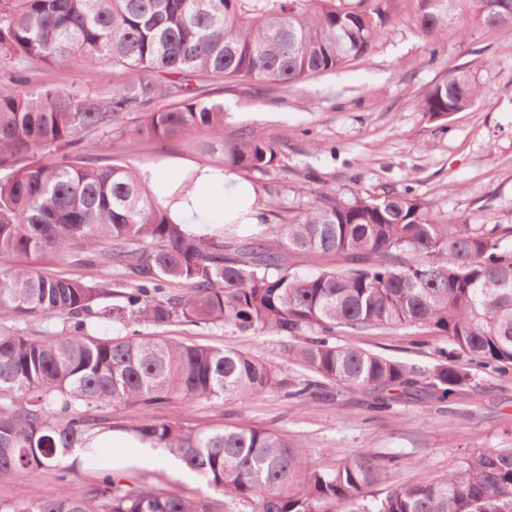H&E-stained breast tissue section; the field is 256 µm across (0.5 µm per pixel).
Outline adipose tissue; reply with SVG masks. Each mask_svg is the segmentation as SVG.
Returning <instances> with one entry per match:
<instances>
[{
    "mask_svg": "<svg viewBox=\"0 0 512 512\" xmlns=\"http://www.w3.org/2000/svg\"><path fill=\"white\" fill-rule=\"evenodd\" d=\"M141 177L168 207L172 220L187 232L202 234L207 227L231 220L245 224L256 221V190L233 170L219 172L195 164L184 166L172 177L160 168L148 167Z\"/></svg>",
    "mask_w": 512,
    "mask_h": 512,
    "instance_id": "ef3b65f1",
    "label": "adipose tissue"
}]
</instances>
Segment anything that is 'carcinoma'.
<instances>
[{"label":"carcinoma","mask_w":512,"mask_h":512,"mask_svg":"<svg viewBox=\"0 0 512 512\" xmlns=\"http://www.w3.org/2000/svg\"><path fill=\"white\" fill-rule=\"evenodd\" d=\"M403 0H0V80L26 83L44 68L110 64L129 73L112 89L56 86L0 93V256L75 252L115 273L94 283L27 267L0 270V324L68 319L52 336L0 329V480L65 479L60 460L114 429L159 448L201 476L213 494L188 497L140 477L105 473L85 494L48 491L0 503V512H512V448H482L444 475L378 489L365 452L333 470L269 431L191 429L157 422L173 398L241 400L281 390L313 397L329 384L358 389L384 412L393 391L445 401L470 380L457 360L512 364V228L436 222L411 188L383 195L333 191L291 218L277 238L244 237L236 225L194 235L132 168L114 162L112 139L163 145L201 134L210 164L260 177L281 167L278 146L242 131L224 138V104L190 86L201 73L292 85L369 55L401 15ZM431 41L471 28L512 31V0H413ZM483 96L462 70L420 100L432 120ZM139 114L127 126V116ZM332 255L340 268L292 272L303 256ZM175 283L190 292L165 293ZM105 319L129 326L232 327L291 339L288 358L306 374L287 379L248 352L132 331L93 336ZM426 327L451 349L422 372L392 357L330 341ZM133 403L140 417L116 424L106 406Z\"/></svg>","instance_id":"obj_1"}]
</instances>
